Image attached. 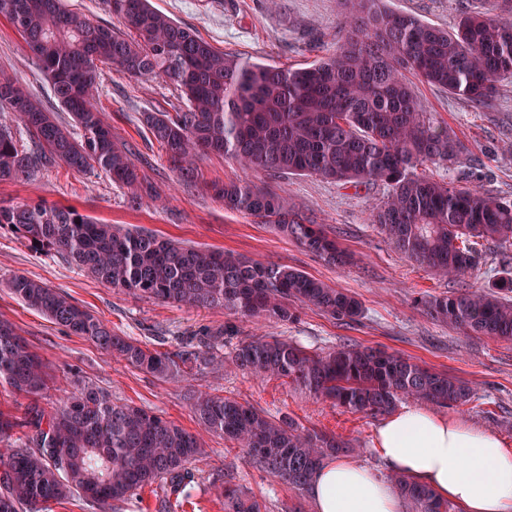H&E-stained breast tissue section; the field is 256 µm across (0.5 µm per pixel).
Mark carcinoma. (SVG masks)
Here are the masks:
<instances>
[{"label":"carcinoma","instance_id":"carcinoma-1","mask_svg":"<svg viewBox=\"0 0 512 512\" xmlns=\"http://www.w3.org/2000/svg\"><path fill=\"white\" fill-rule=\"evenodd\" d=\"M509 16L474 14L448 31L385 6L384 0H342L336 51L301 68L251 63L215 50L150 0H102L123 28L102 25L62 0H0V16L21 33L54 98L81 131L76 137L18 80L0 73V112H11L34 148L19 147L0 124V180L30 176L58 163L100 171L137 204L155 189L119 147L95 106L98 63L140 79L160 78L179 92L175 112H145L143 123L166 150L180 181L198 177L196 161L222 155L244 171L315 176L340 184H383L386 200L371 223L396 249L431 271L464 278L485 265L481 242L512 246V200L435 179L426 169L452 170L470 153L424 111L410 78L476 105L512 77ZM224 209L272 224L333 265L349 256L322 225L276 192L247 180L213 185ZM35 249L55 251L114 289L160 302L222 308L243 317L290 321L297 303L341 322L361 316L360 302L307 274L232 252L196 248L145 230L121 231L73 207L43 200L0 205V227ZM12 293L28 306L127 364L179 378L218 362L227 323L204 329L176 352H159L114 332L67 295L24 274ZM512 256L490 289L432 296L431 317L469 334L512 340ZM229 362L259 377L289 379L352 413L392 411L404 398L459 407L475 398L465 383L399 354L343 344L317 353L274 336H249ZM41 359L7 321H0V385L31 398L23 416L0 412V441L24 440L0 456V512H50L78 492L96 504L128 502L155 483L179 498L195 483L192 463L206 450L195 435L152 412L84 387L52 410L36 400L48 388ZM204 428L238 445L261 469L303 491L329 459L353 451L331 434L305 430L229 397H189ZM391 482L412 512H449L448 501L405 474ZM225 512H262V505L226 485Z\"/></svg>","mask_w":512,"mask_h":512}]
</instances>
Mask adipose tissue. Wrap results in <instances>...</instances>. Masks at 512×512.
<instances>
[{
	"instance_id": "ef3b65f1",
	"label": "adipose tissue",
	"mask_w": 512,
	"mask_h": 512,
	"mask_svg": "<svg viewBox=\"0 0 512 512\" xmlns=\"http://www.w3.org/2000/svg\"><path fill=\"white\" fill-rule=\"evenodd\" d=\"M376 449L388 471L427 485L459 512H512V450L489 431L406 406L378 426ZM308 492L314 512H404L395 487L351 458L321 465Z\"/></svg>"
}]
</instances>
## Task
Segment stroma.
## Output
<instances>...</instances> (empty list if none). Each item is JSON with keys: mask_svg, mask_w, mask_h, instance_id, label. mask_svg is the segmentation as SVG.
Masks as SVG:
<instances>
[{"mask_svg": "<svg viewBox=\"0 0 512 512\" xmlns=\"http://www.w3.org/2000/svg\"><path fill=\"white\" fill-rule=\"evenodd\" d=\"M151 4L217 50L250 62L293 68L335 51L336 22L342 11L341 0H151ZM388 5L449 30L463 11L497 12L496 0H389ZM0 70L17 77L61 123L71 125L23 36L3 17ZM98 82V108L111 124L118 145L129 151L157 190V197H143L133 207L126 189L102 173H76L57 164L24 180L0 181V200L44 199L74 207L106 224L286 265L354 295L362 314L344 324L300 306L294 320L269 322L221 308L161 303L111 288L60 254L33 249L10 229L0 228V320L12 323L47 367L51 380L39 399L42 407L52 408L77 389L91 386L110 394L114 403L147 409L195 433L207 455L195 465L198 480L188 487V500L173 505L171 512H224L219 488L227 482L263 502L266 512H313L308 493L297 492L257 469L240 448L197 422L187 400L193 391L231 397L268 415L290 417L306 429L352 441L354 460L378 471L383 468L374 444L382 415L352 413L314 397L297 383L255 377L229 365L177 379L140 371L17 299L9 289L17 274L58 289L114 332L163 352L177 350L186 337L203 328L229 322L237 326L239 336H276L319 353L346 343L404 354L473 388V402L442 408V415L488 430L512 449V341L468 335L432 319L423 306L429 296L450 294L464 286L486 289L490 270L501 258L497 244H483L485 268L458 281L409 260L370 223L371 213L387 196L384 186L355 188L314 176L246 173L214 154L198 161L196 185H184L141 122L142 113L182 107L176 89L160 79L131 78L107 63L99 66ZM415 95L436 121L470 148V155L460 163L461 170L471 174L467 186L512 199V77L504 79L497 95L480 107L421 82L415 85ZM243 177L276 191L296 210L323 224L351 254V263L328 264L273 225L225 210L213 195L212 182Z\"/></svg>", "mask_w": 512, "mask_h": 512, "instance_id": "obj_1", "label": "stroma"}]
</instances>
